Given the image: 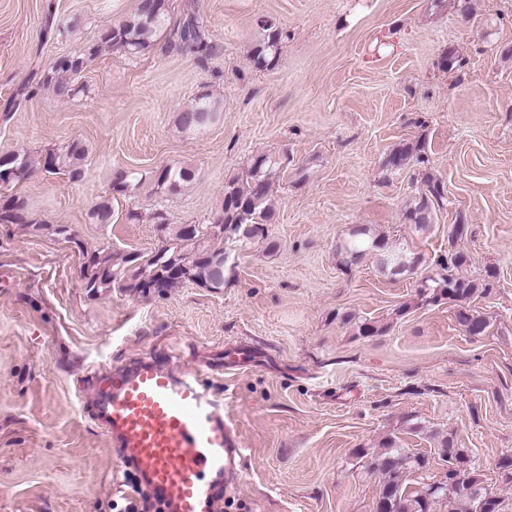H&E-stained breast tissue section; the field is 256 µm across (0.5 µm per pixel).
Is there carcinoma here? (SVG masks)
<instances>
[{"instance_id": "carcinoma-1", "label": "carcinoma", "mask_w": 512, "mask_h": 512, "mask_svg": "<svg viewBox=\"0 0 512 512\" xmlns=\"http://www.w3.org/2000/svg\"><path fill=\"white\" fill-rule=\"evenodd\" d=\"M256 39L251 53L258 68L271 67L279 60L280 46L286 38L277 20L259 16L255 20ZM166 35L169 47L204 57L212 45L210 29L204 16L189 6L177 19H172L170 5L156 0H139L136 12L118 24L106 23L99 32L98 42L80 54L57 57L41 71L42 86L53 89L60 99L73 100L87 93L79 81L81 73L102 49L111 47L136 57L148 52L157 37ZM220 117V103L207 91L199 92L191 102L176 113L175 127L185 134L199 135ZM426 139L400 142L387 153L384 167L390 173L404 170L411 164L427 162ZM89 149L80 140L49 150L34 159L17 151L0 155V181L18 184L29 178L39 165L49 174H64L79 182L87 173ZM288 165L287 158L276 153H258L244 161L240 175L224 181L222 200L206 224H174L158 213L155 230L162 246L145 263L134 254L93 252L84 262V288L91 295L105 294L118 286L132 293L144 294L154 289L166 294L183 284L218 292L226 281L228 256L224 243L259 240L270 251L278 244L269 236L268 225L275 223L277 211L270 195L273 180L280 177ZM197 171L187 164L167 166L155 171L150 182L158 193L176 194L192 185ZM145 179L123 168L113 174L112 190L126 195L140 187ZM419 198L406 211V218L423 229L433 223L438 211L448 203L443 183L426 174L421 178ZM112 199L93 206L89 217L96 224L112 223ZM0 224H18L36 232L41 225L29 215L27 200L17 194L0 197ZM341 264L346 269L367 255L375 258L381 272L402 275L413 270L417 259L384 236H375L366 225L351 230L338 247ZM468 263L462 250L448 252V258L437 262L438 270L422 281L419 298L424 304L441 301L466 303L470 299L491 294L497 282L496 268L489 266L482 278L472 280L452 273ZM458 324L471 336H482L488 328L486 318L470 311L459 312ZM442 460L447 463L444 479L431 483L422 491L408 489V477L427 467V459L409 454L388 438L384 451L373 456L372 469L380 476V491L373 503V512H433L434 505L448 501L452 512H500L501 501L487 490L481 475L471 466L466 451L454 440H439Z\"/></svg>"}]
</instances>
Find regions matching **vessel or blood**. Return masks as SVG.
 <instances>
[{
	"mask_svg": "<svg viewBox=\"0 0 512 512\" xmlns=\"http://www.w3.org/2000/svg\"><path fill=\"white\" fill-rule=\"evenodd\" d=\"M94 404L114 447L115 495L126 496L130 475L163 512H222L248 451L198 371L157 350L100 374Z\"/></svg>",
	"mask_w": 512,
	"mask_h": 512,
	"instance_id": "b4317fda",
	"label": "vessel or blood"
}]
</instances>
